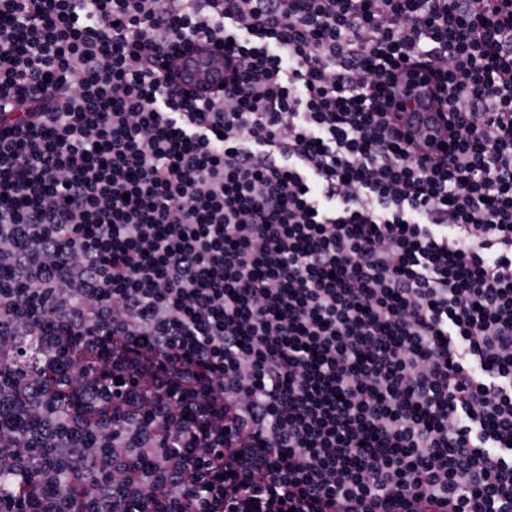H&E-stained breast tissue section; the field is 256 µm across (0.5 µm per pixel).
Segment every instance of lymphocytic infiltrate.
Returning a JSON list of instances; mask_svg holds the SVG:
<instances>
[{"instance_id": "obj_1", "label": "lymphocytic infiltrate", "mask_w": 512, "mask_h": 512, "mask_svg": "<svg viewBox=\"0 0 512 512\" xmlns=\"http://www.w3.org/2000/svg\"><path fill=\"white\" fill-rule=\"evenodd\" d=\"M0 268L10 512H512V0H0ZM16 368H0V428L9 427L24 440L34 444L38 416L34 410H17L2 403L1 397L10 390Z\"/></svg>"}]
</instances>
